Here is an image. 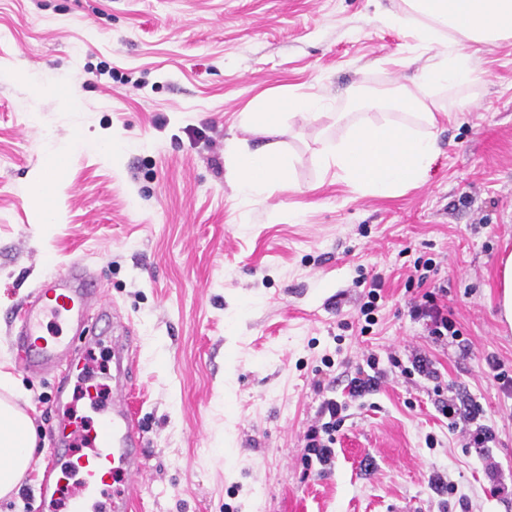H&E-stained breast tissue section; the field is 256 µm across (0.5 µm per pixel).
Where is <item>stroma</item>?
Returning a JSON list of instances; mask_svg holds the SVG:
<instances>
[{
    "label": "stroma",
    "instance_id": "35a3bbf8",
    "mask_svg": "<svg viewBox=\"0 0 512 512\" xmlns=\"http://www.w3.org/2000/svg\"><path fill=\"white\" fill-rule=\"evenodd\" d=\"M400 0H0V372L20 387L38 446L63 409L91 416L53 375L16 364L5 316L81 260L135 336L130 403L147 470L133 512H512L475 450L435 410L433 384L392 371L352 402L330 472L303 459L323 397L343 398L364 355L381 367L424 349L452 393L476 400L512 472V326L498 266L512 251V38L473 56L478 80L443 87L425 180L360 195L324 148L358 121L411 123L393 102L438 46L385 26ZM21 71L29 82L11 79ZM320 95L316 118L284 116L277 140L294 184L243 200L228 141L266 144L243 115L263 97ZM367 97L382 98L374 108ZM465 111H458L459 103ZM117 140L120 158L96 142ZM49 173L56 223L36 221L33 177ZM432 284L466 340L434 343L410 320L408 279ZM381 274L375 325L357 280ZM108 327L98 382H112ZM327 385L317 393L314 384ZM453 483L447 500L429 476Z\"/></svg>",
    "mask_w": 512,
    "mask_h": 512
}]
</instances>
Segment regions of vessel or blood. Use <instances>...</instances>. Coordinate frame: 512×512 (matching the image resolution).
Here are the masks:
<instances>
[{"instance_id":"vessel-or-blood-1","label":"vessel or blood","mask_w":512,"mask_h":512,"mask_svg":"<svg viewBox=\"0 0 512 512\" xmlns=\"http://www.w3.org/2000/svg\"><path fill=\"white\" fill-rule=\"evenodd\" d=\"M110 306L86 267L73 262L46 279L8 320L20 366L32 375L56 373L55 402L66 397L82 367L81 355L57 335H45V320H63L79 329L91 313L108 319ZM131 337L112 339L121 375L112 386V404L98 410L94 427L64 417L51 430L53 445L39 466L41 512H131L138 478L147 465L144 437L129 410L128 365Z\"/></svg>"}]
</instances>
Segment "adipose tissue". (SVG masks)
<instances>
[{
    "label": "adipose tissue",
    "mask_w": 512,
    "mask_h": 512,
    "mask_svg": "<svg viewBox=\"0 0 512 512\" xmlns=\"http://www.w3.org/2000/svg\"><path fill=\"white\" fill-rule=\"evenodd\" d=\"M404 9L386 12L385 24L407 29L422 44L441 45L445 51L436 61L421 66L397 106L415 115L430 128L422 134L404 124L360 122L345 140L326 147V165L336 175L356 185L365 194L388 197L408 185L421 183L437 150L431 131L438 106V87L477 80L468 44L489 45L512 37V0H404ZM461 35L466 47L448 49V39ZM322 98L309 95L270 97L261 111L247 113V121L261 125L271 140L252 150L237 141L229 142L234 159L238 194L251 197L269 185L290 188L288 167L275 137L281 118L291 113L305 118L317 116ZM35 451L31 417L5 400H0V499L15 494Z\"/></svg>",
    "instance_id": "1"
}]
</instances>
